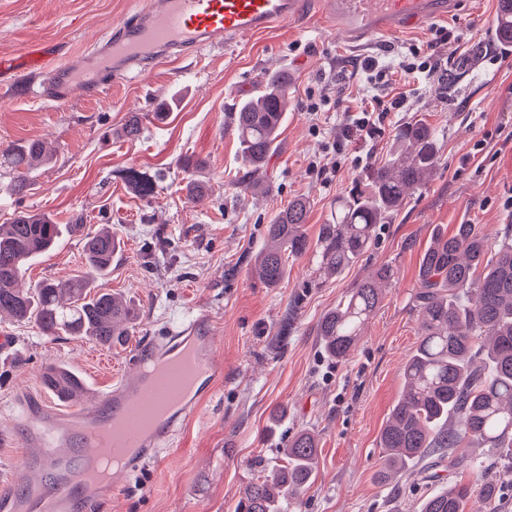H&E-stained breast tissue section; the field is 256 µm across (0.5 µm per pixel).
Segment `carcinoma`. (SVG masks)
I'll return each instance as SVG.
<instances>
[{
    "label": "carcinoma",
    "mask_w": 512,
    "mask_h": 512,
    "mask_svg": "<svg viewBox=\"0 0 512 512\" xmlns=\"http://www.w3.org/2000/svg\"><path fill=\"white\" fill-rule=\"evenodd\" d=\"M289 89L288 75L273 72L233 112L241 158L252 170L261 169L276 147L290 105ZM436 141V130L424 122L398 128L385 158L366 173L368 189L355 186L336 199V210L314 243L304 231L310 200L302 197L288 204L266 226L259 279L268 286L279 284L288 258L310 251L330 276L355 265L372 247L376 226L387 223L408 192L438 164ZM50 159L42 141L0 152V166L12 174V194L24 195L28 171ZM127 179L141 196L153 192L147 175L130 171ZM59 235L60 225L45 215L20 212L0 224V315L32 323L52 339L65 333L101 345L124 343L137 312L108 293L92 292L94 279L112 269L119 246L112 230L85 238L83 274L46 279L27 290L19 287L27 261L54 246ZM391 277L390 268L378 269L321 317L317 336L329 356L348 355ZM417 310L420 338L402 367L404 394L380 435L388 464L383 478L416 459L426 460L427 472L446 461L450 469L471 472L474 483H454L436 492L419 512H466L476 492L485 502L496 501L495 464L512 470V231L504 232L492 254L476 224H458L452 234L436 235L420 263ZM42 382L67 400L84 390L79 377L56 363L45 366ZM473 448H491L497 458L473 456ZM278 454V463L254 461L257 475L243 488L238 512L301 508L317 477L315 434L298 432Z\"/></svg>",
    "instance_id": "cac0c4a2"
}]
</instances>
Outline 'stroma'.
Wrapping results in <instances>:
<instances>
[{
  "label": "stroma",
  "mask_w": 512,
  "mask_h": 512,
  "mask_svg": "<svg viewBox=\"0 0 512 512\" xmlns=\"http://www.w3.org/2000/svg\"><path fill=\"white\" fill-rule=\"evenodd\" d=\"M132 0H0V51L47 46L59 60L85 50L120 19ZM501 0H466L459 16H446L359 49L326 27L322 0H304L298 21L253 35L218 51L169 63L116 86L96 101L76 92L59 105L0 82V151L42 140L54 160L35 167L19 199L0 190V224L25 211L49 215L62 226L57 245L33 261L21 285L66 279L83 271V239L108 227L120 247L112 270L95 284L132 300L139 317L127 343L110 347L77 336L50 340L37 327L10 320L0 328L14 338L0 354V461L17 467L25 453L5 441L21 394L57 405L41 382L46 363L69 366L86 382L80 402L91 404L114 377L131 371L134 349L203 312L216 337L224 376L198 415L187 423L166 458L135 476L112 477L119 491L101 512H234L252 479L251 459H276L299 430L318 438V473L302 512H417L442 485L469 480L468 472H442L422 480L416 465L380 481L379 434L402 395V366L419 340L416 311L419 263L435 232L479 225L496 246L512 225V47L488 36ZM452 29L436 50L441 79L421 84L404 112L392 113L374 144L351 139L343 155L330 148L341 134L334 101L359 106L369 85L366 58L388 66L386 96L398 86L395 62L422 46L433 29ZM291 77V108L278 144L250 178L230 127L236 101L255 95L265 74ZM167 113H159V105ZM141 117L138 139L121 129L130 113ZM422 120L438 133L440 160L389 223L378 225L372 249L342 275L319 272L314 253L289 259L274 287L254 272L265 226L289 201H311L304 226L316 239L337 198L374 166L395 130ZM338 172L322 182L315 165ZM147 173L154 192L143 197L127 171ZM208 186L200 203L190 181ZM387 266L393 276L349 356H328L317 336L321 316L364 278ZM282 421H273L276 410Z\"/></svg>",
  "instance_id": "obj_1"
}]
</instances>
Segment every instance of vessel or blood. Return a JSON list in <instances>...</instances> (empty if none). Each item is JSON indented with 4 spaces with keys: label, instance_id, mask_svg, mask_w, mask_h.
I'll use <instances>...</instances> for the list:
<instances>
[{
    "label": "vessel or blood",
    "instance_id": "b4317fda",
    "mask_svg": "<svg viewBox=\"0 0 512 512\" xmlns=\"http://www.w3.org/2000/svg\"><path fill=\"white\" fill-rule=\"evenodd\" d=\"M324 17L347 42H372L428 18L458 13L464 0H327ZM302 0H144L122 19L108 23L90 50L55 63L47 48L0 53V75L34 80L41 98L67 102L76 87L105 99L113 83L161 64L218 48L236 39L288 25ZM212 324L205 313L190 315L170 335L136 348L133 376L74 414L29 405L14 432L26 448L25 466L43 479L17 474L0 492V512H79L116 490L111 479L82 474L87 457L120 455L126 474L161 457L175 433L213 394L223 377L214 361Z\"/></svg>",
    "mask_w": 512,
    "mask_h": 512
}]
</instances>
